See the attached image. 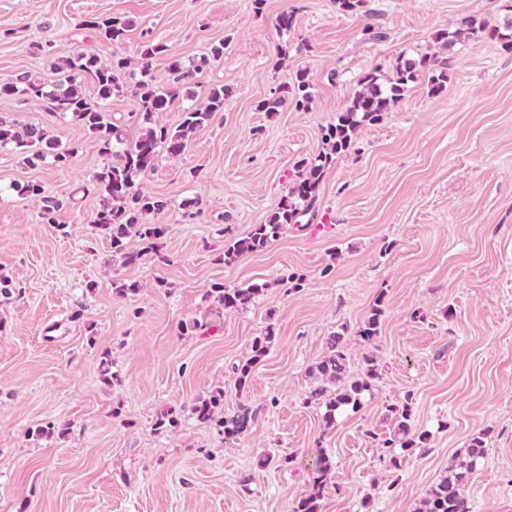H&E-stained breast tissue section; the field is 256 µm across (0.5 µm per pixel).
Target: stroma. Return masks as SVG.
<instances>
[{
  "mask_svg": "<svg viewBox=\"0 0 512 512\" xmlns=\"http://www.w3.org/2000/svg\"><path fill=\"white\" fill-rule=\"evenodd\" d=\"M505 4L0 0V80L52 81L54 63L78 50L124 59L109 113L128 138L143 131L129 118L143 64L164 82L171 61L224 46L155 114L159 125L177 127L210 88L226 91L185 152L140 177L169 207L147 216L163 233L149 252L131 241L132 263L94 223L103 199L92 180L107 163L94 136L33 99L0 96L1 115L79 148L60 165L0 146V278L11 289L0 294V512H291L319 448L333 466L321 512H415L475 436L487 454L465 488L470 512H512V51L490 39L456 46L443 90L424 75L409 84L327 167L313 208L264 250L224 259L287 196L297 162L323 152V128L367 73L387 78L399 60L433 53L463 17L503 24ZM98 16L132 28L102 40L85 26ZM152 43L166 52L146 58ZM300 71L311 85L302 109L291 94ZM275 97L278 111H265ZM30 181L59 202L55 223L19 193ZM292 273L303 288H288ZM131 282L138 293L117 292ZM217 284L262 290L227 310ZM378 302L368 344L357 331ZM269 325L275 341L256 356ZM337 332L350 376L369 353L380 377L329 426L309 371ZM249 361L241 390L234 368ZM218 392L216 421L198 418V401ZM407 397L429 442L392 467L381 441ZM243 413L244 432L225 435L219 420Z\"/></svg>",
  "mask_w": 512,
  "mask_h": 512,
  "instance_id": "obj_1",
  "label": "stroma"
}]
</instances>
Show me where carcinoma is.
<instances>
[{
    "mask_svg": "<svg viewBox=\"0 0 512 512\" xmlns=\"http://www.w3.org/2000/svg\"><path fill=\"white\" fill-rule=\"evenodd\" d=\"M87 26L97 31L103 40L118 42L129 29V22L120 17H97L87 22ZM498 41L502 47L512 51V21L504 27L489 26L467 16L461 19L459 27L436 36L441 52H449L458 44L476 41L481 36ZM224 53V45L215 46L208 55H202L185 66L177 61L171 62L170 81L165 84L155 82L149 66H144L140 79L135 85L139 110L136 120L145 125V131L130 141L123 130L108 119L105 103L114 94L123 92L121 72L124 61L121 59L103 62L100 59L75 52L65 58L63 64L55 68V79L47 84L29 76L22 80L0 82V95H24L31 99H44L48 108L63 117L69 115L94 135L99 152L111 159L95 177V191L104 198L103 208L95 217L94 223L110 234L112 248L120 253L126 250L127 240L138 239L145 249H153L154 240L161 229L154 224L144 222V217L160 213L167 208V202L150 195L136 185L138 176L151 171L157 165L160 154L171 157L180 155L187 147L190 135L204 125V122L224 108V89L213 88L207 95V103L202 107L190 108L183 113L182 122L175 128L158 126L153 123V115L167 110L179 97L186 82L204 73L212 63ZM428 73L432 88L439 89L448 80V63L438 55H423L417 59H406L397 63L395 73L380 81V75L373 71L361 81L362 89L352 104L337 117L334 124L323 130L322 140L326 152L309 161L303 159L297 163L298 181L288 192L286 199L270 214L267 221L258 224L252 233L227 246L224 258L232 260L244 252L265 249L289 224L296 223L300 209H309L316 201V192L326 168L334 161V156L345 152L351 145L358 128L366 123L377 121L390 106L401 100L408 83L418 76ZM95 87L96 96L85 92V83ZM306 75H296L294 84L295 106L305 107L311 94ZM11 144L25 154L30 162L52 155L55 162L65 165L76 154L72 145H64L56 139H49L44 129L36 125H20L16 121L0 116V146ZM23 194L41 201V218L55 223V213L59 202L44 195V188L37 182H28L19 187ZM261 287L229 289L224 285L213 288L218 301L226 310H237L247 306L259 294ZM383 313L381 303H376L371 315L357 331V336L370 343L379 333L380 317ZM274 327L267 326L265 333L255 339L256 357H261L273 345ZM320 383L313 390V397L325 399V419L334 423L336 413L361 406L362 395L370 390L379 377L378 365L372 355L365 356V369L361 376L349 379V357L345 336L334 334L328 338L326 355L315 366ZM221 404V396L212 395L198 402L195 412L207 421L215 420V410ZM396 428L393 437L383 441L388 448L389 461L396 466L401 459L413 453L427 441V434L411 433V398H406L402 406L393 410ZM217 421V420H215ZM217 424L224 432L233 435L246 427V419ZM486 455L485 442L480 437L470 440L464 453L448 467L443 476L420 501L416 512H470L464 495V487L475 472L478 463ZM314 480L311 490L304 495L293 508V512H319L323 492L324 477L330 470L329 460L323 449H317L313 462Z\"/></svg>",
    "mask_w": 512,
    "mask_h": 512,
    "instance_id": "obj_1",
    "label": "carcinoma"
}]
</instances>
